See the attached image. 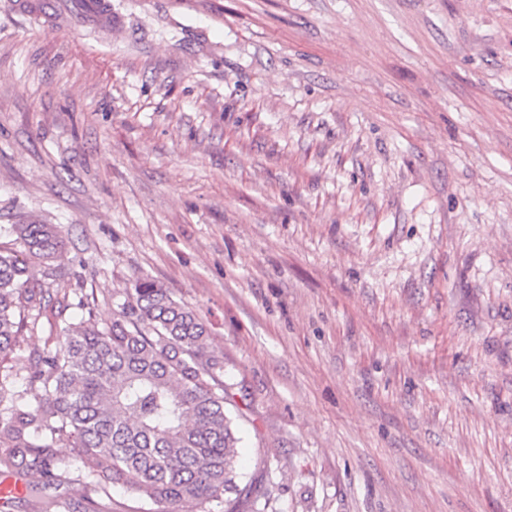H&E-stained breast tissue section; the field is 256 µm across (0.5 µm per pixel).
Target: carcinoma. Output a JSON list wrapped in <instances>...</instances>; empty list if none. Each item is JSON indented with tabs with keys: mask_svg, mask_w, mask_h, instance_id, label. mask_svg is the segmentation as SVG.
<instances>
[{
	"mask_svg": "<svg viewBox=\"0 0 512 512\" xmlns=\"http://www.w3.org/2000/svg\"><path fill=\"white\" fill-rule=\"evenodd\" d=\"M22 247L0 246V391L5 364L48 290L29 276L28 260L58 276L53 262L65 243L53 224H13ZM78 321L58 311L62 327L54 353L30 359L29 388L0 409V475L30 478L28 493L42 512H95L96 497L121 485L154 504L188 503L194 512H236L242 494L236 470L235 419L224 383V356L209 331L167 288L135 281L112 311L93 318L90 302ZM74 448L75 501L43 493L66 483L57 447Z\"/></svg>",
	"mask_w": 512,
	"mask_h": 512,
	"instance_id": "cac0c4a2",
	"label": "carcinoma"
}]
</instances>
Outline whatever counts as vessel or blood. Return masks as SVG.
<instances>
[{"mask_svg":"<svg viewBox=\"0 0 512 512\" xmlns=\"http://www.w3.org/2000/svg\"><path fill=\"white\" fill-rule=\"evenodd\" d=\"M15 7L30 17L47 19L74 34L88 26L105 30L112 27V0H78L73 8L54 13L49 12L45 0H15Z\"/></svg>","mask_w":512,"mask_h":512,"instance_id":"obj_1","label":"vessel or blood"}]
</instances>
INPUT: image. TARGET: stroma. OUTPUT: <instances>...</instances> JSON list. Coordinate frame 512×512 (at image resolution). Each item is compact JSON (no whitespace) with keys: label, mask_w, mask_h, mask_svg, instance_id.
Returning a JSON list of instances; mask_svg holds the SVG:
<instances>
[{"label":"stroma","mask_w":512,"mask_h":512,"mask_svg":"<svg viewBox=\"0 0 512 512\" xmlns=\"http://www.w3.org/2000/svg\"><path fill=\"white\" fill-rule=\"evenodd\" d=\"M0 0V242L59 304L191 308L241 415L240 512H512V0ZM46 0H15V8L36 19L44 18L60 25L72 34H80L85 27L94 26L108 31L112 29L111 0H70L82 1L73 4V9L63 8L50 14Z\"/></svg>","instance_id":"obj_1"}]
</instances>
